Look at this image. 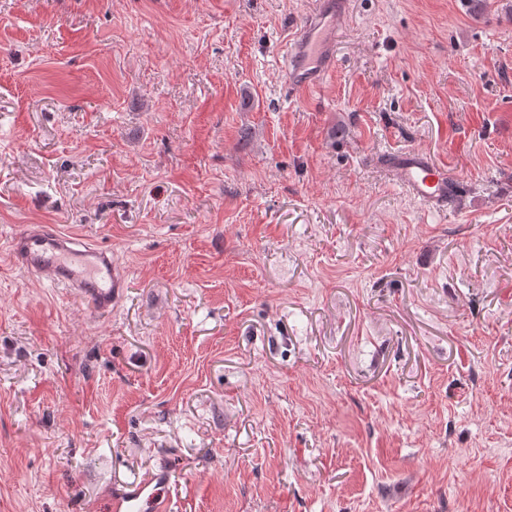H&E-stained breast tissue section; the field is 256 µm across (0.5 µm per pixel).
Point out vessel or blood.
Instances as JSON below:
<instances>
[{
  "instance_id": "b4317fda",
  "label": "vessel or blood",
  "mask_w": 512,
  "mask_h": 512,
  "mask_svg": "<svg viewBox=\"0 0 512 512\" xmlns=\"http://www.w3.org/2000/svg\"><path fill=\"white\" fill-rule=\"evenodd\" d=\"M351 0H314L306 24L288 39L285 83L295 93L318 88L336 68L334 48ZM387 169L414 200L442 207L456 187L443 167L422 150L393 154ZM18 263L49 284L68 288L89 298L99 313L117 306L124 293L126 275L110 250L46 225H32L11 242ZM176 472L159 466L147 478L132 484H116L103 504V512H171L168 495Z\"/></svg>"
}]
</instances>
